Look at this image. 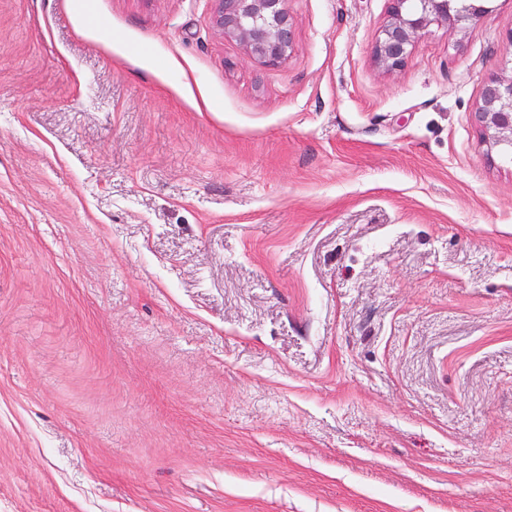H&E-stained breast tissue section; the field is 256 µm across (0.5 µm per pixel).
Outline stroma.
<instances>
[{
    "mask_svg": "<svg viewBox=\"0 0 512 512\" xmlns=\"http://www.w3.org/2000/svg\"><path fill=\"white\" fill-rule=\"evenodd\" d=\"M0 0V512H512V0ZM215 26L247 55L267 66L285 63L295 50L288 0H213ZM388 19L373 50L375 65L384 73L404 66L416 41L432 24L464 33L470 23L488 12L492 0H388ZM473 114L487 155L512 157V64L509 74L485 79Z\"/></svg>",
    "mask_w": 512,
    "mask_h": 512,
    "instance_id": "obj_1",
    "label": "stroma"
}]
</instances>
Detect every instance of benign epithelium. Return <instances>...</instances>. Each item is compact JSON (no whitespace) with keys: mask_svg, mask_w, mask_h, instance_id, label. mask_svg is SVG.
Returning <instances> with one entry per match:
<instances>
[{"mask_svg":"<svg viewBox=\"0 0 512 512\" xmlns=\"http://www.w3.org/2000/svg\"><path fill=\"white\" fill-rule=\"evenodd\" d=\"M215 26L238 42L247 55L278 66L295 50L288 0H214ZM388 19L373 50L375 65L385 73L404 66L416 41L433 24L457 33L488 12L492 0H388ZM487 155L512 156V72L485 79L475 108Z\"/></svg>","mask_w":512,"mask_h":512,"instance_id":"1","label":"benign epithelium"}]
</instances>
